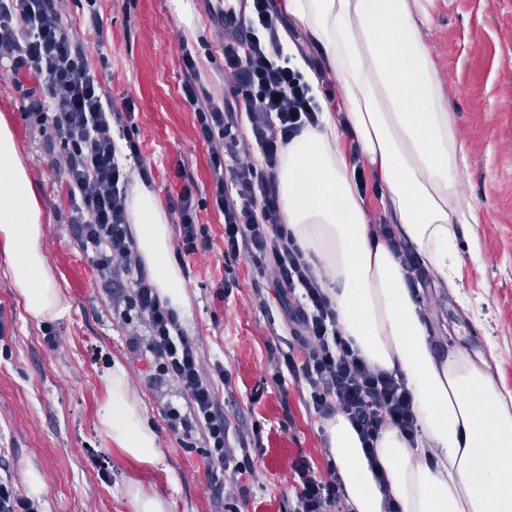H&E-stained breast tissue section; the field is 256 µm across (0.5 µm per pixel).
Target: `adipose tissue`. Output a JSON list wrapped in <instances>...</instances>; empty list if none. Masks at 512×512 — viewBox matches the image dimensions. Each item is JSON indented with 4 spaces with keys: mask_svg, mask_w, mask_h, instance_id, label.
<instances>
[{
    "mask_svg": "<svg viewBox=\"0 0 512 512\" xmlns=\"http://www.w3.org/2000/svg\"><path fill=\"white\" fill-rule=\"evenodd\" d=\"M306 33L343 104H321L319 123L284 148L278 170L283 221L333 301L343 336L372 367L402 377L414 396L416 436L386 428L368 457L348 417L317 431L348 512H512V391L481 352L436 354L419 299L358 194L348 163L356 142L375 175L390 223L442 281L462 228L481 221L460 192L470 146L447 102L430 41L436 0H270ZM127 212L137 252L159 298L185 314L173 232L156 192L135 184ZM44 209L19 157L17 130L0 115V254L26 313L59 319L70 308L48 262ZM98 428L135 461L160 458L156 431L121 363L104 378ZM385 483H378L377 470Z\"/></svg>",
    "mask_w": 512,
    "mask_h": 512,
    "instance_id": "obj_1",
    "label": "adipose tissue"
}]
</instances>
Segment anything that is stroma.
<instances>
[{
	"mask_svg": "<svg viewBox=\"0 0 512 512\" xmlns=\"http://www.w3.org/2000/svg\"><path fill=\"white\" fill-rule=\"evenodd\" d=\"M193 19L177 20L170 0H99L104 35L84 27L80 0H67L75 30L88 46L105 41L108 69L91 70L113 99H133L134 134L153 170L160 202L176 190L172 173L183 163L194 176L201 207L198 220L213 242L206 255H176L190 313L184 327L200 348L206 370L223 364L231 385L216 381L219 401L233 425L258 428L260 448L252 454V495L260 501L290 493L284 471L296 453L323 474L327 454L316 431L318 414L297 392L281 406L275 381L274 336L289 337L285 321L269 325L253 303L267 278L245 258L224 257V220L210 204L208 152L196 138L195 117L184 100L179 42L187 40L203 74L207 94L232 100L224 76V37L215 27L216 0H191ZM430 37L441 70L451 83V108L471 152L460 191L480 210L481 221L459 239L460 279L447 287L433 279L422 295L436 351L461 345L501 351L498 375L512 389V0H437ZM24 101L10 77L0 78V113L18 132L19 154L37 183L45 214L47 255L58 246L76 248L64 194L45 138L24 119ZM0 257V480L26 491L25 471L38 469L45 486L42 512H131L129 482H140L166 500L168 512H226L224 497L209 485L200 447L187 448L174 435L164 407L171 382L150 380V359L130 345L128 326L112 313L111 298L88 275L84 297H69L60 319L34 320L25 312ZM233 278L222 296L217 285ZM55 330L60 341L44 340ZM127 368L142 395L161 449L160 461L136 462L96 428L106 399L103 374L113 361Z\"/></svg>",
	"mask_w": 512,
	"mask_h": 512,
	"instance_id": "1",
	"label": "stroma"
}]
</instances>
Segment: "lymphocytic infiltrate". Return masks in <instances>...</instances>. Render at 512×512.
I'll return each mask as SVG.
<instances>
[{"label":"lymphocytic infiltrate","instance_id":"1","mask_svg":"<svg viewBox=\"0 0 512 512\" xmlns=\"http://www.w3.org/2000/svg\"><path fill=\"white\" fill-rule=\"evenodd\" d=\"M279 21L269 0H251L240 18L243 35L224 42V74L233 103L199 97L202 75L188 44H181L182 92L193 108L199 138L209 149L211 203L224 218V257L250 259L269 274L271 295L256 302L268 322L284 319L297 350H278L277 368L296 384L305 408L319 415L348 416L365 446L389 426L415 431L413 400L403 379L373 370L352 342L341 336L335 306L282 222L277 169L283 148L304 127L316 124L309 86L290 69L270 35ZM0 72L10 76L26 102L25 119L48 128L44 147L65 192L75 239L112 297L125 325L144 327L133 342L152 358L153 381L176 383L183 405L167 403L164 414L183 446L203 441L209 479L223 493L228 512L249 504L254 475V432L233 427L215 393V379L231 380L223 365L206 373L197 342L176 313L159 299L137 255L127 219L132 160L144 184L152 171L134 138L135 106L116 103L105 82L91 72L87 49L74 29L66 0H0ZM247 119L250 139H239ZM180 183L170 208L177 217L179 249L210 251L198 222L194 179L177 169ZM410 287L428 286L434 276L394 225L380 224ZM293 490L289 512H333L343 496L335 467L315 475L299 455L287 468Z\"/></svg>","mask_w":512,"mask_h":512}]
</instances>
